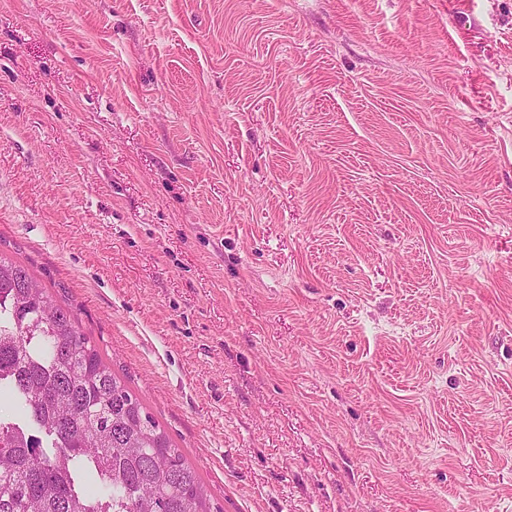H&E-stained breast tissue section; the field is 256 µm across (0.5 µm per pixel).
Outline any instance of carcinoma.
Listing matches in <instances>:
<instances>
[{"label":"carcinoma","instance_id":"carcinoma-1","mask_svg":"<svg viewBox=\"0 0 512 512\" xmlns=\"http://www.w3.org/2000/svg\"><path fill=\"white\" fill-rule=\"evenodd\" d=\"M22 264L0 259V385L22 411L0 419V512H221L197 470Z\"/></svg>","mask_w":512,"mask_h":512}]
</instances>
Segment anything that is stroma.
Listing matches in <instances>:
<instances>
[{"instance_id": "obj_1", "label": "stroma", "mask_w": 512, "mask_h": 512, "mask_svg": "<svg viewBox=\"0 0 512 512\" xmlns=\"http://www.w3.org/2000/svg\"><path fill=\"white\" fill-rule=\"evenodd\" d=\"M0 257L221 512H512V0H0Z\"/></svg>"}]
</instances>
